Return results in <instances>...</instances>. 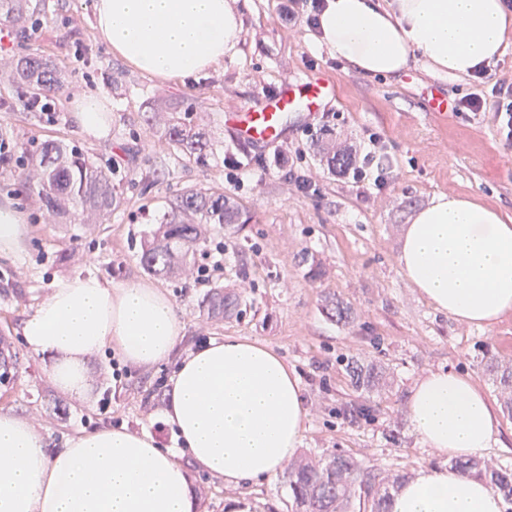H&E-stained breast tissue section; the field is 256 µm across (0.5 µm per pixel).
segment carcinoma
<instances>
[{
    "label": "carcinoma",
    "instance_id": "cac0c4a2",
    "mask_svg": "<svg viewBox=\"0 0 512 512\" xmlns=\"http://www.w3.org/2000/svg\"><path fill=\"white\" fill-rule=\"evenodd\" d=\"M30 0H0V11L17 24L30 16ZM12 80L30 90L29 106L43 112L46 97L62 87L63 76L49 59L35 53L17 61ZM165 140L195 162L202 163L210 148L207 132L195 124L191 112L171 113L163 124ZM327 166L345 172L351 166L348 154L335 147L319 146ZM28 186L35 189L46 208L56 215H81L91 223H101L119 207L121 198L112 188L108 171L89 160L77 145L60 140L40 144ZM239 209L224 193L190 189L169 204L161 225L141 241L140 263L153 276L172 277L193 261L195 251L204 242L206 227L222 228L236 224ZM233 306L231 294L216 286L202 300V309L215 318L224 317ZM8 350L5 332H0V385L9 386L18 372L14 358L6 365ZM487 371L493 375L503 409L512 418V362L493 355ZM350 372L357 389L371 392L380 384L383 368L353 363ZM464 475L486 482L512 504V469L480 457L452 462ZM283 478L288 486L291 512H391L396 478L377 466H364L353 456L339 450L320 458L304 456L286 467Z\"/></svg>",
    "mask_w": 512,
    "mask_h": 512
}]
</instances>
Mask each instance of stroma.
<instances>
[{"mask_svg": "<svg viewBox=\"0 0 512 512\" xmlns=\"http://www.w3.org/2000/svg\"><path fill=\"white\" fill-rule=\"evenodd\" d=\"M96 0H31L37 30L14 33L0 69L29 53L50 57L68 76L53 99L58 120L26 106L25 89L0 73V139L11 158L0 161V199L13 198L26 214L18 258L0 257V330L10 331L22 365L0 396V412L32 423L51 446L83 431L125 426L173 443L160 414L168 401L171 365L152 370L120 366L112 351L88 360L91 390L59 393L48 365L25 346L23 328L52 284L93 275L119 285L137 280L175 304L184 325L180 352L198 339L237 336L267 345L294 368L304 388L306 422L300 453L343 450L367 464L411 476L442 464L422 446L405 414L412 384L431 370L467 373L491 401L497 389L486 354L512 360V314L478 328L434 309L405 278L401 238L414 214L436 195L473 198L512 214V146L497 133L492 114L431 110L439 99L474 92L471 77H440L420 66L396 76H366L319 45L312 28L288 13L289 0H242L243 33L236 56L193 80L161 81L112 57L94 25ZM329 77L336 94L315 114H293L278 143L242 141L232 119L260 96L289 80ZM97 94L112 114L107 139L88 140L71 119L76 97ZM190 110L211 138L205 163L189 160L148 112ZM323 128L336 147L376 137L392 171L382 192L331 174L310 136ZM47 139L75 144L103 167L122 203L106 223L88 227L74 216L49 214L23 182L33 145ZM311 179L298 191L289 173ZM212 189L233 198L242 223L214 229L196 253L194 273L148 275L140 265V238L159 223L167 202L182 192ZM223 284L241 301L238 312L215 319L198 304ZM347 308L337 321L325 298ZM385 368V391L365 399L353 386L351 362ZM365 404L364 412L351 408ZM198 512H288L283 479L225 485L195 476Z\"/></svg>", "mask_w": 512, "mask_h": 512, "instance_id": "stroma-1", "label": "stroma"}]
</instances>
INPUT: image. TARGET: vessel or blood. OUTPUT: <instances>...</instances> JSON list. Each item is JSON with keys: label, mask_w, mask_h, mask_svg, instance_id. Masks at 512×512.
I'll return each instance as SVG.
<instances>
[{"label": "vessel or blood", "mask_w": 512, "mask_h": 512, "mask_svg": "<svg viewBox=\"0 0 512 512\" xmlns=\"http://www.w3.org/2000/svg\"><path fill=\"white\" fill-rule=\"evenodd\" d=\"M332 88L331 80L326 77L308 83L302 90L296 89L291 83L283 84L278 93L263 98L242 112L235 133L248 141L276 143L285 130L284 119L287 113L299 110L315 113Z\"/></svg>", "instance_id": "1"}]
</instances>
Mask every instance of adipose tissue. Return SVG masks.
Returning a JSON list of instances; mask_svg holds the SVG:
<instances>
[{"label": "adipose tissue", "instance_id": "ef3b65f1", "mask_svg": "<svg viewBox=\"0 0 512 512\" xmlns=\"http://www.w3.org/2000/svg\"><path fill=\"white\" fill-rule=\"evenodd\" d=\"M239 0H97L96 29L112 55L143 74L184 80L236 55ZM320 41L371 76L424 64L441 76L495 66L512 47L504 0H327ZM26 218L0 202V257L23 250ZM399 262L435 309L489 328L512 313V216L456 194L435 196L402 239ZM183 324L172 302L137 281L60 279L24 327L61 392L89 391L87 360L116 348L132 367L174 363L161 417L174 444L147 432L102 428L51 447L31 423L0 413V512H195L193 472L229 484L273 481L298 450L306 408L299 377L257 342L211 338L179 354ZM420 442L446 458L482 454L496 432L491 401L466 375L433 370L409 391ZM188 456L189 465L179 463ZM391 512H512L479 479L425 467L396 492Z\"/></svg>", "mask_w": 512, "mask_h": 512}]
</instances>
